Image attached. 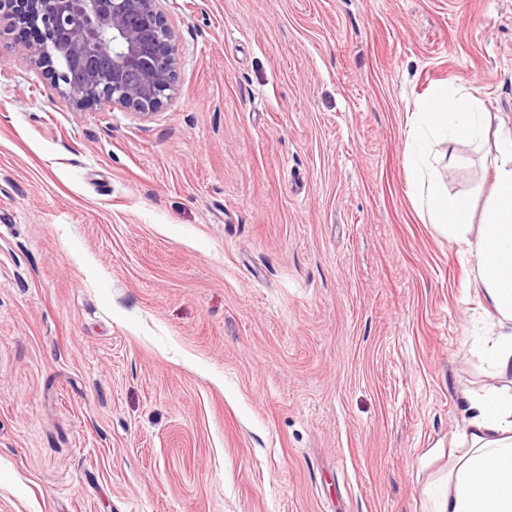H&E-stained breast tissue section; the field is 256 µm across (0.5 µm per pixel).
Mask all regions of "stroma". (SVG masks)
Here are the masks:
<instances>
[{"label":"stroma","mask_w":512,"mask_h":512,"mask_svg":"<svg viewBox=\"0 0 512 512\" xmlns=\"http://www.w3.org/2000/svg\"><path fill=\"white\" fill-rule=\"evenodd\" d=\"M160 5L147 118L0 26V512H433L492 318L404 148L440 86L512 130V0Z\"/></svg>","instance_id":"obj_1"}]
</instances>
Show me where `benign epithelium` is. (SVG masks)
<instances>
[{
	"mask_svg": "<svg viewBox=\"0 0 512 512\" xmlns=\"http://www.w3.org/2000/svg\"><path fill=\"white\" fill-rule=\"evenodd\" d=\"M160 0H0V19L36 28L26 47L71 107L99 103L148 116L172 90L178 47Z\"/></svg>",
	"mask_w": 512,
	"mask_h": 512,
	"instance_id": "obj_1",
	"label": "benign epithelium"
}]
</instances>
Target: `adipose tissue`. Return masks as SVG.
I'll return each mask as SVG.
<instances>
[{
	"mask_svg": "<svg viewBox=\"0 0 512 512\" xmlns=\"http://www.w3.org/2000/svg\"><path fill=\"white\" fill-rule=\"evenodd\" d=\"M488 115L470 95L437 88L414 115L405 159L411 182L431 223L449 236L465 234L472 200L449 194L437 168L446 159L442 144L482 142ZM495 182L476 240L467 252L477 272L476 286L505 326L489 338L485 353L493 375L512 372V132L499 136L492 158ZM464 437L468 447L449 468L448 490L435 512H512V390L489 387L466 396Z\"/></svg>",
	"mask_w": 512,
	"mask_h": 512,
	"instance_id": "adipose-tissue-1",
	"label": "adipose tissue"
}]
</instances>
